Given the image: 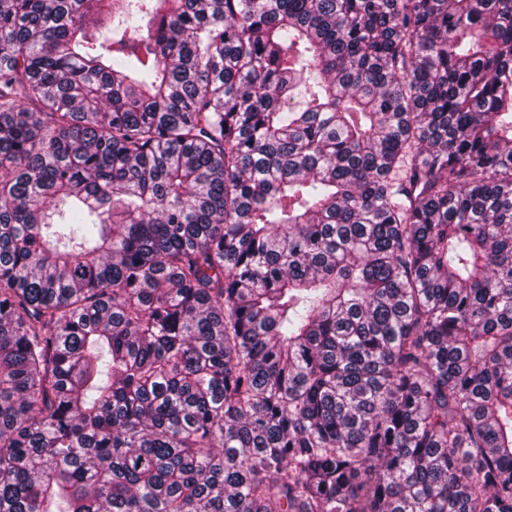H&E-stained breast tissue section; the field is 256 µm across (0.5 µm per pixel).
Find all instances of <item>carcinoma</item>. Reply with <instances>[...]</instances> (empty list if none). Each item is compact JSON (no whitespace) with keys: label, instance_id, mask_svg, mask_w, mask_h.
I'll return each instance as SVG.
<instances>
[{"label":"carcinoma","instance_id":"obj_1","mask_svg":"<svg viewBox=\"0 0 512 512\" xmlns=\"http://www.w3.org/2000/svg\"><path fill=\"white\" fill-rule=\"evenodd\" d=\"M0 512H512V0H0Z\"/></svg>","mask_w":512,"mask_h":512}]
</instances>
